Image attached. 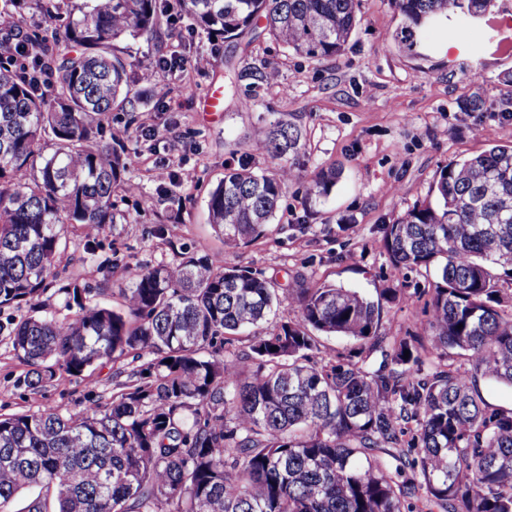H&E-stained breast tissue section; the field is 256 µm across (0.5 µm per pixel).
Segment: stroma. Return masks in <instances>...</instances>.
<instances>
[{
    "mask_svg": "<svg viewBox=\"0 0 512 512\" xmlns=\"http://www.w3.org/2000/svg\"><path fill=\"white\" fill-rule=\"evenodd\" d=\"M360 22L342 55L312 61L272 40L256 22L234 41L211 39L179 17L122 48L140 67L179 52V69L158 70L155 85L138 83L133 109L113 113L104 142L123 150L124 181L134 189L122 212L98 237L69 230L58 270L92 302L120 309L118 286L135 267L173 263L194 252L216 262L245 267L293 287L336 284L378 298L399 284L405 293L427 287L425 275L394 270L382 227L409 207L430 199L439 168L496 145H512V115L499 101L512 94V0L479 20L429 25L418 54L395 39L400 17L391 0H360ZM206 55V71L193 67ZM277 71V83L265 79ZM221 89L223 111L201 109L212 89ZM479 96L483 111L461 102ZM285 112L303 116L306 146L294 164L280 210L264 237L228 251L210 224L207 193L226 168L249 160L267 165L249 137L262 120ZM340 177L331 193L312 202L307 177L319 167ZM151 199L152 208L142 206ZM169 227L167 238L154 235ZM95 245L94 258L86 248ZM27 364L8 336L0 334V414L53 407L69 412L92 401L107 402L117 378L112 364L90 368L83 378L59 377L46 386L26 384Z\"/></svg>",
    "mask_w": 512,
    "mask_h": 512,
    "instance_id": "1",
    "label": "stroma"
}]
</instances>
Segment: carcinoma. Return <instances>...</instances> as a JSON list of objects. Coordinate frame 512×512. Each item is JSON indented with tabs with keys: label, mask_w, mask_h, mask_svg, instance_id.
<instances>
[{
	"label": "carcinoma",
	"mask_w": 512,
	"mask_h": 512,
	"mask_svg": "<svg viewBox=\"0 0 512 512\" xmlns=\"http://www.w3.org/2000/svg\"><path fill=\"white\" fill-rule=\"evenodd\" d=\"M497 2L393 0L396 39L414 54L432 19H479ZM358 5L175 0L177 13L226 41L262 17L277 43L314 61L343 52ZM169 8L81 0L62 36L4 35L5 48L19 39L48 58L53 83L38 93L0 58V309H31L0 332L30 367L32 389L130 354L149 359L108 403L0 414V512H415L418 501L428 512H512V409L491 407L482 390L512 387V289L499 287L512 277V146L448 162L436 202L383 226L396 269L435 273L417 296L423 331L389 346L382 301L405 300L399 288L375 301L302 280L288 289L297 315L283 321L273 280L190 252L134 270L120 311L91 303L75 283L57 288L67 315L41 308L68 228L115 223L130 191L123 155L99 139L110 115L135 101L119 42L152 35ZM305 139L293 114L256 127L253 148L270 164L243 162L209 191L227 247L265 234L293 178L287 158ZM338 177L314 170L308 198L327 195ZM242 332L246 350L235 346ZM331 335L354 346L327 359L321 338ZM31 488L37 496L13 510Z\"/></svg>",
	"instance_id": "carcinoma-1"
}]
</instances>
